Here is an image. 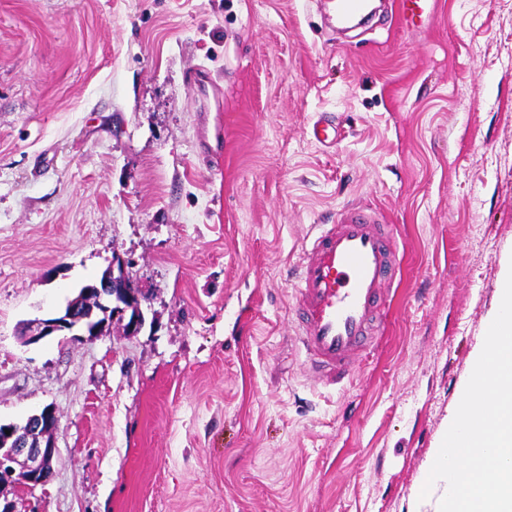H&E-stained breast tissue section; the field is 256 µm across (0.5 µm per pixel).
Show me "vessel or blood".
<instances>
[{"instance_id":"vessel-or-blood-1","label":"vessel or blood","mask_w":512,"mask_h":512,"mask_svg":"<svg viewBox=\"0 0 512 512\" xmlns=\"http://www.w3.org/2000/svg\"><path fill=\"white\" fill-rule=\"evenodd\" d=\"M429 0H399L405 26H416ZM312 138L331 147L336 123L318 114ZM397 254L390 227L358 206L341 210L322 224L294 271L298 336L305 363L327 385L352 377L355 363L374 342L385 311L383 286L391 279Z\"/></svg>"}]
</instances>
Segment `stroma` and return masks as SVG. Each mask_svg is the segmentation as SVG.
Here are the masks:
<instances>
[{"instance_id":"obj_1","label":"stroma","mask_w":512,"mask_h":512,"mask_svg":"<svg viewBox=\"0 0 512 512\" xmlns=\"http://www.w3.org/2000/svg\"><path fill=\"white\" fill-rule=\"evenodd\" d=\"M382 3L336 40L314 0H0V420L54 406L59 452L0 504L433 512L424 476L512 256V0H431L413 30ZM350 204L399 264L378 344L332 388L304 368L288 271ZM117 254L137 335L21 344ZM337 133L336 122L326 112L318 114L310 127L312 138L327 147L336 144Z\"/></svg>"}]
</instances>
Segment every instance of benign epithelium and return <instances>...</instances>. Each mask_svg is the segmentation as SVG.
I'll use <instances>...</instances> for the list:
<instances>
[{
    "label": "benign epithelium",
    "instance_id": "benign-epithelium-1",
    "mask_svg": "<svg viewBox=\"0 0 512 512\" xmlns=\"http://www.w3.org/2000/svg\"><path fill=\"white\" fill-rule=\"evenodd\" d=\"M92 287L105 299V310L112 311V320L125 326L126 335H137L146 321L142 308L141 289L128 270V263L116 255L112 264L97 278ZM106 323H95L93 312L79 310L72 305L68 314L58 313L53 317L33 322V329L21 336L24 345H32L52 336H67L81 332L89 339L101 335ZM56 411L51 406L44 407L22 423H2L0 430V468L12 472L10 464L19 466L17 477L29 487L48 482L55 471L58 450L53 433L57 427Z\"/></svg>",
    "mask_w": 512,
    "mask_h": 512
}]
</instances>
